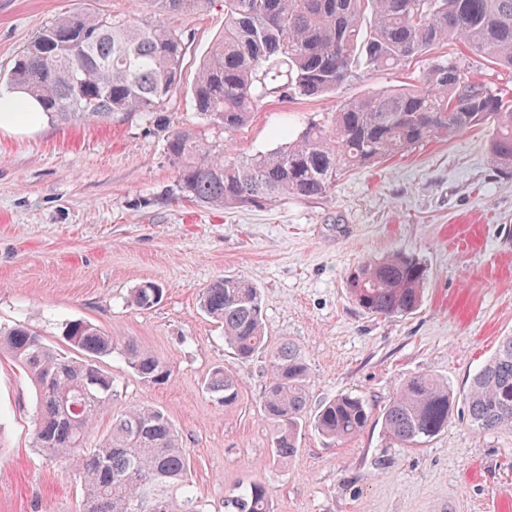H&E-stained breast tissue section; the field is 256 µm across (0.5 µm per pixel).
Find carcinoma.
I'll return each instance as SVG.
<instances>
[{"instance_id": "cac0c4a2", "label": "carcinoma", "mask_w": 512, "mask_h": 512, "mask_svg": "<svg viewBox=\"0 0 512 512\" xmlns=\"http://www.w3.org/2000/svg\"><path fill=\"white\" fill-rule=\"evenodd\" d=\"M158 15L194 11L210 0H149ZM450 40L512 70V0H224V35L205 57L191 88L194 112L232 133L245 126L267 96L318 98L336 93L361 70L401 69ZM185 57L182 35L161 23L142 25L87 12L43 27L19 53L11 87L38 99L45 112L68 124L125 119L163 111L179 88ZM489 129L488 152L512 174V99L465 80L452 61L429 67L406 88L344 100L328 119L285 135L275 151L233 156L188 128L168 133L167 153L177 167L173 194L204 207L264 206L288 197L326 196L347 169L375 165L439 138L473 127ZM427 268L394 253L368 260L347 278L351 298L366 312L395 317L421 305ZM163 289L139 284L130 302L139 310L160 303ZM202 312L224 328L237 359L269 356L270 382L262 411L272 427V456L289 462L310 409L309 371L289 344L270 347L260 291L226 276L199 299ZM64 336L78 356L46 346L25 325L0 329V352L28 373L40 420L35 443L55 459L78 461L80 512H206L190 482L191 460L164 411L136 406L112 417L102 436L98 418L112 411L117 385L98 359L121 352L145 385L170 376L167 363L95 324L75 320ZM205 392L230 405L235 375L215 368ZM448 383L428 374L408 377L381 413L383 433L414 447L448 425ZM468 422L483 431L512 430V336L472 377ZM371 408L340 394L314 415L330 441L350 440L368 426ZM224 512H273L265 484L254 479L224 497Z\"/></svg>"}]
</instances>
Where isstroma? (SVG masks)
Wrapping results in <instances>:
<instances>
[{
	"label": "stroma",
	"instance_id": "stroma-1",
	"mask_svg": "<svg viewBox=\"0 0 512 512\" xmlns=\"http://www.w3.org/2000/svg\"><path fill=\"white\" fill-rule=\"evenodd\" d=\"M89 11L182 34V85L160 123L142 114L85 125L50 117L34 132L0 130V325L29 324L63 350L65 324L84 320L165 360L169 381L149 386L120 355L101 358L119 392L99 426L133 406L161 408L180 432L209 512H224L225 495L255 477L273 512H512V431L485 432L463 417L471 377L512 335V176L496 168L487 132L349 171L322 198L236 209L173 195L166 150L169 129L188 126L208 144L263 155L279 146L280 128L300 130L338 101L410 84L446 60L505 96L512 72L452 42L402 70L360 72L332 96L267 97L229 136L198 118L190 100L200 63L224 33V0L163 16L147 0H0V86L41 28ZM395 252L427 266L422 304L407 316L371 315L350 298L346 279L362 262ZM227 275L259 288L270 345L300 351L312 407L349 392L377 414L405 378L426 373L451 389L447 428L414 448L391 443L373 423L335 444L307 428L292 461L273 460L261 410L269 359H234L197 307L203 288ZM144 281L163 290L147 311L127 303ZM219 366L238 379L229 406L202 391ZM36 420L29 380L0 355V512H78V468L34 448Z\"/></svg>",
	"mask_w": 512,
	"mask_h": 512
}]
</instances>
